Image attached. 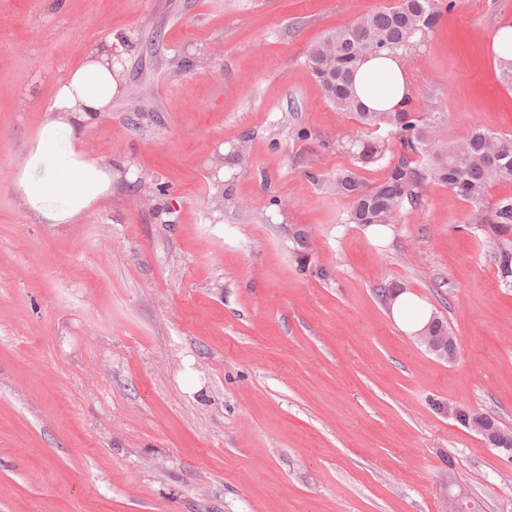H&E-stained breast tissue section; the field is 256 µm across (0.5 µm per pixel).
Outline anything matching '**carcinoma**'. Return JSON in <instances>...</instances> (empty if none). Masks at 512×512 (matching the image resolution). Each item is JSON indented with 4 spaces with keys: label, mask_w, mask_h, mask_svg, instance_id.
Listing matches in <instances>:
<instances>
[{
    "label": "carcinoma",
    "mask_w": 512,
    "mask_h": 512,
    "mask_svg": "<svg viewBox=\"0 0 512 512\" xmlns=\"http://www.w3.org/2000/svg\"><path fill=\"white\" fill-rule=\"evenodd\" d=\"M453 0H398L331 32L313 45L306 63L320 83L326 100L336 110L355 116L360 130L337 141V148L365 163L397 156L387 177L369 186L351 170L336 172L330 190L350 201L347 220L364 226L394 223L405 204L418 201L419 190L428 184L448 188L472 206L467 222L490 244L499 279L512 286V197L488 208L489 188L512 180V136L474 128L465 136L448 140L445 113L427 102L411 101L401 112H368L352 87L355 64L382 50L404 49L418 56L427 36Z\"/></svg>",
    "instance_id": "1"
}]
</instances>
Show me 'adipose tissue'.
<instances>
[{
    "label": "adipose tissue",
    "instance_id": "ef3b65f1",
    "mask_svg": "<svg viewBox=\"0 0 512 512\" xmlns=\"http://www.w3.org/2000/svg\"><path fill=\"white\" fill-rule=\"evenodd\" d=\"M120 64L110 47L91 48L84 61L56 85L36 144L23 159L16 190L36 219L65 224L89 210L112 186V171L78 150L79 132L109 111L119 91ZM361 102L377 112L406 108L412 74L400 53L364 59L354 72Z\"/></svg>",
    "mask_w": 512,
    "mask_h": 512
}]
</instances>
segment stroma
<instances>
[{
	"mask_svg": "<svg viewBox=\"0 0 512 512\" xmlns=\"http://www.w3.org/2000/svg\"><path fill=\"white\" fill-rule=\"evenodd\" d=\"M395 2L0 0V512H442L451 475L512 512V457L440 411L512 429V287L470 204L430 184L372 233L326 185L378 184L395 157L337 151L359 123L306 54ZM508 19L512 0H454L412 63L449 139L512 136L487 47ZM106 42L120 91L78 148L112 190L38 221L20 163ZM396 285L447 322L454 360L380 301Z\"/></svg>",
	"mask_w": 512,
	"mask_h": 512,
	"instance_id": "1",
	"label": "stroma"
}]
</instances>
